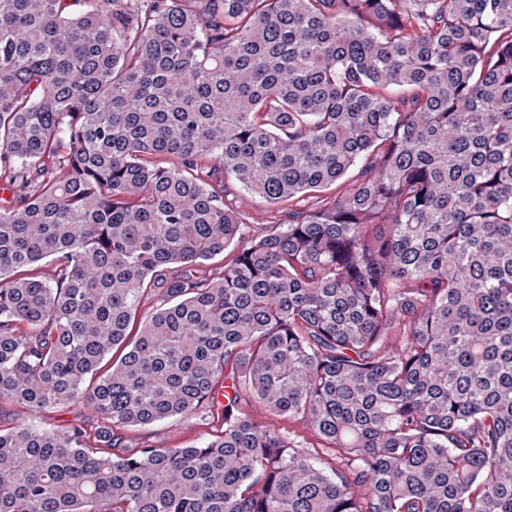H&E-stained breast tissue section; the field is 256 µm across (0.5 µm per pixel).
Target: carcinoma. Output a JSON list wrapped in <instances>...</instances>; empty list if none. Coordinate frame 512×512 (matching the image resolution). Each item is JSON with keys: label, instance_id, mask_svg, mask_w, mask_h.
I'll return each mask as SVG.
<instances>
[{"label": "carcinoma", "instance_id": "obj_1", "mask_svg": "<svg viewBox=\"0 0 512 512\" xmlns=\"http://www.w3.org/2000/svg\"><path fill=\"white\" fill-rule=\"evenodd\" d=\"M184 2L0 0V512H512V0ZM366 160H360L336 185L312 194H301L290 202L279 204L266 202L262 197L248 193L237 183L225 181V200L241 214L243 222V237L251 238L265 233L272 224H285L288 220L289 210H306L316 206L325 197H330L343 191L345 184L359 177ZM248 409L251 416L257 421L270 425L286 436L296 438L301 441L303 447L309 450L313 451V448H316L321 456L328 457L321 454V448H324L323 442L311 430L287 417L274 416L260 405L252 404ZM88 418V412L81 406L57 412L44 413L37 418V423L46 428L64 429L78 424ZM217 426L216 422L210 423L188 415L124 433L135 443L147 442L156 448H188L203 444Z\"/></svg>", "mask_w": 512, "mask_h": 512}]
</instances>
